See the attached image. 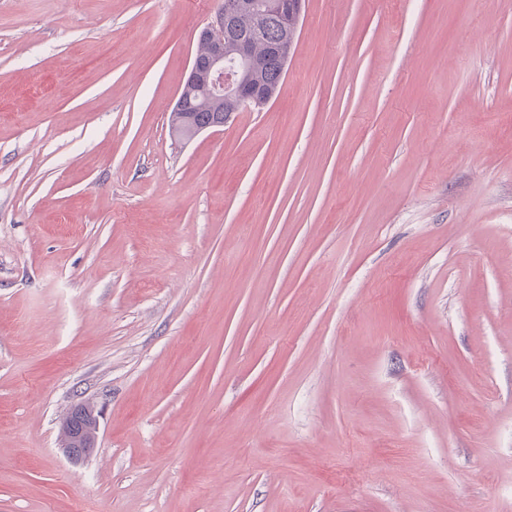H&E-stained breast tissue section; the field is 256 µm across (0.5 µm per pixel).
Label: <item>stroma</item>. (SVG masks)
Returning <instances> with one entry per match:
<instances>
[{
	"label": "stroma",
	"instance_id": "35a3bbf8",
	"mask_svg": "<svg viewBox=\"0 0 512 512\" xmlns=\"http://www.w3.org/2000/svg\"><path fill=\"white\" fill-rule=\"evenodd\" d=\"M219 3L0 0V512H512V0H305L182 140ZM76 415L85 420V426L80 431L75 430L71 425V421ZM98 417L99 412L96 410V406L90 402L77 404L65 417L61 449L71 462H82L93 453L96 447Z\"/></svg>",
	"mask_w": 512,
	"mask_h": 512
}]
</instances>
